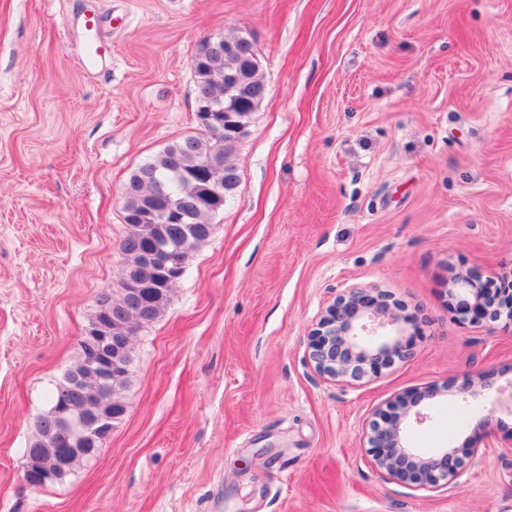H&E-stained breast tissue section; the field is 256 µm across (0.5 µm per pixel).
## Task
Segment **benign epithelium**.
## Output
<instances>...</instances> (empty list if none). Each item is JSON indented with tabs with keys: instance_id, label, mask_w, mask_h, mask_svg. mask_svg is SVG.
<instances>
[{
	"instance_id": "obj_1",
	"label": "benign epithelium",
	"mask_w": 512,
	"mask_h": 512,
	"mask_svg": "<svg viewBox=\"0 0 512 512\" xmlns=\"http://www.w3.org/2000/svg\"><path fill=\"white\" fill-rule=\"evenodd\" d=\"M196 117L205 128L213 127L211 114L218 108L198 102ZM215 128V127H213ZM215 128V133H220ZM493 278L470 271L457 278L461 297L459 319L481 324L506 313L512 320V295L493 287ZM409 319L400 313L392 295L377 287L352 286L336 294L311 324L308 355L315 374L326 381L353 383L378 377L395 360L408 356L412 341L406 337ZM436 386L407 391L374 412L366 432L373 465L388 479L412 489H435L458 477L467 465L482 455L478 443L468 444L462 454L439 448L426 454L407 445L404 430L410 417L422 422L427 415L417 410L434 396Z\"/></svg>"
}]
</instances>
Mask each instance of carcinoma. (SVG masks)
<instances>
[{
    "instance_id": "1",
    "label": "carcinoma",
    "mask_w": 512,
    "mask_h": 512,
    "mask_svg": "<svg viewBox=\"0 0 512 512\" xmlns=\"http://www.w3.org/2000/svg\"><path fill=\"white\" fill-rule=\"evenodd\" d=\"M255 53L245 35L224 36L217 49L200 43L194 56L196 97L223 106L218 114L223 133L199 128L137 168L124 185V222L129 232L122 244L125 262L120 297L100 301L88 323L92 335L80 337L77 362L50 393V410L36 422L24 452L34 454L39 471L52 476L54 483L88 461L80 450L82 444L63 447L54 443L63 429L60 412L88 419L110 414L116 421L126 411L121 391L133 336L139 327L160 317L180 279L171 265L157 257V251L173 243L190 259L212 234L207 217L224 209L240 184L231 156L253 112L266 98L267 88L258 77L257 65L249 83L238 85L232 76ZM90 349L101 350L102 365L112 372L107 387L100 381V368L87 362Z\"/></svg>"
}]
</instances>
